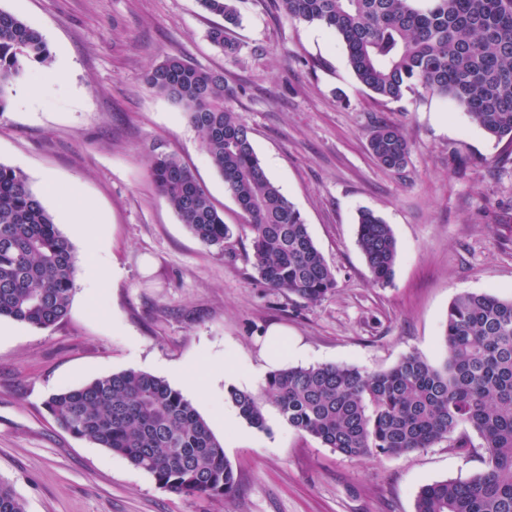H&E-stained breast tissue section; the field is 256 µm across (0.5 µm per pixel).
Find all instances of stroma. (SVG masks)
Returning a JSON list of instances; mask_svg holds the SVG:
<instances>
[{
	"instance_id": "35a3bbf8",
	"label": "stroma",
	"mask_w": 512,
	"mask_h": 512,
	"mask_svg": "<svg viewBox=\"0 0 512 512\" xmlns=\"http://www.w3.org/2000/svg\"><path fill=\"white\" fill-rule=\"evenodd\" d=\"M44 36L64 80L31 68L7 90L0 164L22 170L60 231L84 251L47 183L90 208L98 257L118 277L76 275L67 317L48 329L0 320V477L27 512H415L422 486L485 467L480 438L462 454L442 441L400 456L346 458L267 406L266 429L215 428L237 476L230 494L196 498L159 488L123 456L60 428L52 393L129 369L174 383V368L230 363L241 390L270 372L271 327L299 353L280 367L353 365L373 372L415 353L441 364L448 306L460 294L512 298V145L489 138L452 101L425 93L385 103L357 81L341 42L288 19L279 0H237L236 55L206 38L215 18L197 0H0ZM170 56L222 73L229 106L251 131L269 178L300 211L336 276L316 303L256 278L245 218L185 113L146 71ZM403 127L406 168L378 166L375 121ZM178 158L210 195L233 237L203 246L158 192L150 156ZM390 224V284L371 280L357 244L360 210Z\"/></svg>"
}]
</instances>
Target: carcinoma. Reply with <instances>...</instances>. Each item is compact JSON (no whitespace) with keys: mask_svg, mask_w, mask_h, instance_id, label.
<instances>
[{"mask_svg":"<svg viewBox=\"0 0 512 512\" xmlns=\"http://www.w3.org/2000/svg\"><path fill=\"white\" fill-rule=\"evenodd\" d=\"M224 24L213 46L235 55L226 38L239 24L234 0H198ZM286 17L315 23L344 45L358 82L377 99L398 102L425 92L451 100L488 136L512 143V0H279ZM42 33L0 9V113L7 89L33 65L50 63ZM145 81L181 106L210 163L247 219L253 268L269 289L314 303L336 288L301 213L267 176L250 130L227 105L224 74L179 57L153 66ZM376 162L399 173L410 144L404 129L379 122L369 134ZM150 172L158 192L204 246L224 252L229 225L193 173L155 152ZM358 245L373 281H392L397 243L390 225L360 213ZM77 272L72 242L19 169L0 164V319L39 329L63 320ZM434 366L415 353L393 366H288L271 372L258 392L231 388L228 399L251 426H266L271 404L289 427L350 459L401 455L442 440L470 448L476 432L486 469L424 486L415 512H512V300L466 293L448 306ZM49 414L72 436L124 456L163 489L193 497L231 493L237 484L224 446L193 404L164 379L126 370L49 396ZM0 512H26L0 479Z\"/></svg>","mask_w":512,"mask_h":512,"instance_id":"1","label":"carcinoma"}]
</instances>
